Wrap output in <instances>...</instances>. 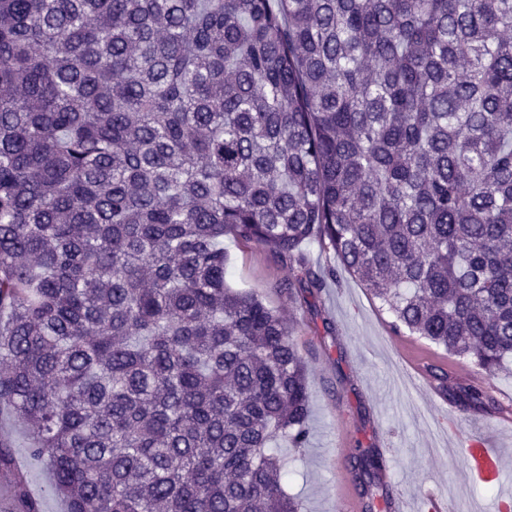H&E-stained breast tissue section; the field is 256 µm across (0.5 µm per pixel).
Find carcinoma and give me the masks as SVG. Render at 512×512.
Segmentation results:
<instances>
[{"label": "carcinoma", "mask_w": 512, "mask_h": 512, "mask_svg": "<svg viewBox=\"0 0 512 512\" xmlns=\"http://www.w3.org/2000/svg\"><path fill=\"white\" fill-rule=\"evenodd\" d=\"M229 233L291 298L336 275L317 241L394 335L495 375L512 0H0V410L66 512H301L268 446H306L305 360L227 285ZM350 466L390 508L379 451Z\"/></svg>", "instance_id": "cac0c4a2"}]
</instances>
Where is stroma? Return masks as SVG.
I'll return each mask as SVG.
<instances>
[{"label": "stroma", "mask_w": 512, "mask_h": 512, "mask_svg": "<svg viewBox=\"0 0 512 512\" xmlns=\"http://www.w3.org/2000/svg\"><path fill=\"white\" fill-rule=\"evenodd\" d=\"M224 250L229 286L258 291L268 307L281 311L307 364L309 444L296 451L287 439L274 443L288 470L284 490L300 501L302 512H341L336 468L346 465L360 445L382 454L380 489L391 499L437 490L471 512H487L496 490L469 478L462 452L451 448L456 435L468 433L503 451L504 485L512 488V374L478 373L468 360L445 357L442 349L416 339L422 351L446 358L454 381L477 378L496 400L495 408L487 411L458 409L454 424L441 426L432 412V391L416 386L398 359L401 344L389 331L391 314L357 279L339 269L333 252L306 246L313 266H333L338 273L326 288L295 302L278 289L287 268L266 249L243 246L228 235ZM0 433L13 440L15 471L25 473L41 512H65L64 502L50 490V472L28 465L26 428L4 412Z\"/></svg>", "instance_id": "stroma-1"}]
</instances>
